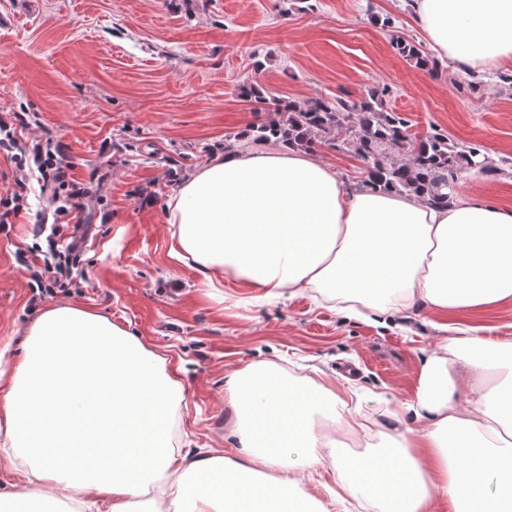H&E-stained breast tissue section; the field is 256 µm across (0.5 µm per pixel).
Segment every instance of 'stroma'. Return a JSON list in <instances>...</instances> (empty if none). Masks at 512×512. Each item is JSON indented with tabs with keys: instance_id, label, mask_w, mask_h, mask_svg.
<instances>
[{
	"instance_id": "35a3bbf8",
	"label": "stroma",
	"mask_w": 512,
	"mask_h": 512,
	"mask_svg": "<svg viewBox=\"0 0 512 512\" xmlns=\"http://www.w3.org/2000/svg\"><path fill=\"white\" fill-rule=\"evenodd\" d=\"M399 38L432 51L396 0H0V113L29 112L30 135L49 132L88 190L85 210L59 220L31 183L25 209L0 233V372L13 373L46 308L100 314L178 368L185 403L173 433L192 455L235 446L225 382L248 365L350 387L368 437L322 452L317 478L293 472L299 493L328 502L333 458L391 448L382 400L414 396L442 338L436 317L413 308L389 322L357 319L313 293L257 301L238 281L207 287L171 257L163 209L225 140L257 150L250 128L269 114L243 97L246 85L295 103L384 91L385 109L402 113L412 134L435 127L498 159L493 198L512 207V66L479 74L471 89L446 59L416 67L394 49ZM310 153L348 189L366 176L350 154ZM54 223L59 245L82 238L83 255L74 287L43 299L21 260L47 247L36 225Z\"/></svg>"
}]
</instances>
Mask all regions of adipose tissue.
Here are the masks:
<instances>
[{
    "label": "adipose tissue",
    "instance_id": "obj_1",
    "mask_svg": "<svg viewBox=\"0 0 512 512\" xmlns=\"http://www.w3.org/2000/svg\"><path fill=\"white\" fill-rule=\"evenodd\" d=\"M440 56L469 73L512 62V0H412ZM171 256L209 287L241 280L268 298L326 290L340 312L386 313L420 303L435 316L512 301V209L491 193L444 206L369 188L348 191L335 170L280 144L232 152L192 173L166 205ZM411 401L393 402L392 453L335 458L340 499L383 512H512V338L443 324ZM479 388L469 407L455 398ZM0 435L28 481L66 493L81 512H126L154 490L183 512H300L296 466L315 468L332 434L364 435L360 403L322 384L290 385L274 364L234 372L238 459L186 458L172 433L184 399L177 372L132 333L68 305L42 312L5 385ZM280 471L244 485L243 469Z\"/></svg>",
    "mask_w": 512,
    "mask_h": 512
}]
</instances>
